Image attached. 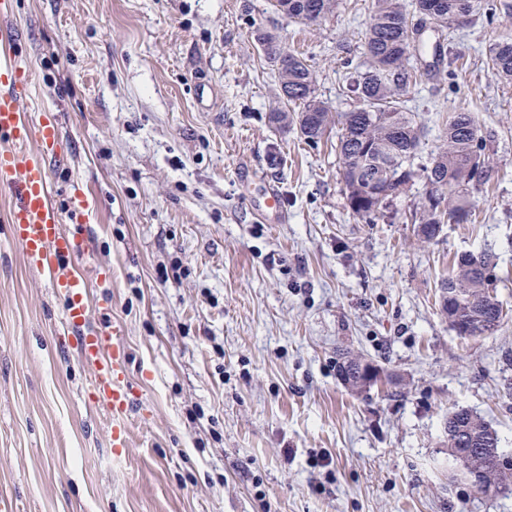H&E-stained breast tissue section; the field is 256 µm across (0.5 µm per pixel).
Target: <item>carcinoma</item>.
Here are the masks:
<instances>
[{
  "instance_id": "1",
  "label": "carcinoma",
  "mask_w": 512,
  "mask_h": 512,
  "mask_svg": "<svg viewBox=\"0 0 512 512\" xmlns=\"http://www.w3.org/2000/svg\"><path fill=\"white\" fill-rule=\"evenodd\" d=\"M282 12L301 22L324 19L338 0H277ZM408 10L404 0H376L364 33L368 70L354 81L352 91L363 107L335 117L315 94L313 74L307 61L295 53L278 64L281 49L273 36L258 37L268 59L276 64L283 107L270 113L269 121L279 129L295 127L309 142L320 140L334 124L339 125L336 151L339 178L351 212L372 219L387 211L394 198L411 181L409 170L422 139L415 116L398 101L411 82L404 62L413 48L410 12L432 24L449 28L474 11V0H414ZM492 74L512 81V41L489 46ZM481 129L470 112L448 117L446 139L425 168L429 186L418 218L420 237L436 239L443 224H470L474 216L473 188L488 175L481 158ZM497 256L492 249L465 252L456 257L452 274L441 282L440 304L448 325L461 337L489 336L503 319L502 302L491 291ZM349 381L357 393L362 369L373 362L362 357L343 360ZM448 455L464 466L463 475L478 491L494 486L493 470L504 462L496 430L467 409L448 414Z\"/></svg>"
}]
</instances>
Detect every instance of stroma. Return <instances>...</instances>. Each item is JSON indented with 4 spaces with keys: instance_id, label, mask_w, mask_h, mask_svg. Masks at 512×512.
Listing matches in <instances>:
<instances>
[{
    "instance_id": "1",
    "label": "stroma",
    "mask_w": 512,
    "mask_h": 512,
    "mask_svg": "<svg viewBox=\"0 0 512 512\" xmlns=\"http://www.w3.org/2000/svg\"><path fill=\"white\" fill-rule=\"evenodd\" d=\"M373 8L338 0L307 25L274 0H17L23 107L60 119L54 198L74 181L92 202L86 245L110 277L89 278L91 321L124 323L150 422L113 456L91 369L0 193V495L15 512H512V486L477 492L444 433L449 412L472 410L512 457V83L485 57L512 40V0H478L410 53L417 84L400 102L425 138L407 191L369 221L346 205L335 132L312 143L269 123L282 101L256 35L302 53L318 99L351 112ZM459 111L478 120L490 176L474 223L425 243L421 171ZM270 183L286 223L256 217ZM487 247L506 316L463 338L438 284ZM342 353L383 378L351 391Z\"/></svg>"
}]
</instances>
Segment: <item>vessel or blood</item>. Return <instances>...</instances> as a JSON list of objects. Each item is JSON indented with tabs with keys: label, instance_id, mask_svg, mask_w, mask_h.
<instances>
[{
	"label": "vessel or blood",
	"instance_id": "obj_1",
	"mask_svg": "<svg viewBox=\"0 0 512 512\" xmlns=\"http://www.w3.org/2000/svg\"><path fill=\"white\" fill-rule=\"evenodd\" d=\"M19 40L0 29V191L12 206L9 232L22 247L28 263L39 270L65 301L63 327L77 341L83 360L95 367L89 391L93 405L103 407L112 422L114 455L125 454L133 426H144L149 415L130 379L125 327L120 321L96 326L88 322L89 292L78 266L88 256L83 239L63 231L64 222L88 223L91 204L80 186H73L67 206L56 203L50 172L63 162L58 122L43 113L34 120L20 101L28 87L27 67L18 52Z\"/></svg>",
	"mask_w": 512,
	"mask_h": 512
}]
</instances>
